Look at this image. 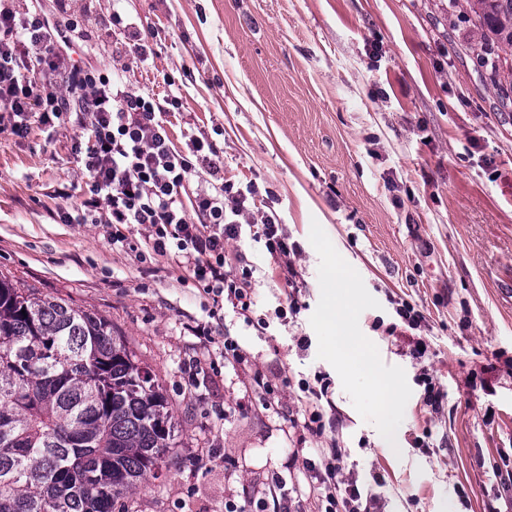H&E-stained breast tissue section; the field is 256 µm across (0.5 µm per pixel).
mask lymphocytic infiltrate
<instances>
[{"label": "lymphocytic infiltrate", "mask_w": 512, "mask_h": 512, "mask_svg": "<svg viewBox=\"0 0 512 512\" xmlns=\"http://www.w3.org/2000/svg\"><path fill=\"white\" fill-rule=\"evenodd\" d=\"M75 24L48 16L40 0H0V133L26 137L32 124L79 129L73 150L88 177L80 204L61 211L65 224H104L113 244L128 245V227L151 228L148 252L178 262L212 300L211 315L232 309L244 322L253 311V271L226 270L224 242L249 235L274 262L299 247L280 232L275 216L254 217L256 190L222 175L215 145L192 139L175 149L163 119L178 107V90L164 99L135 91L119 72L75 60ZM210 177L197 182L199 174ZM337 450L308 448L304 463L318 484L320 512H362L357 486L338 480Z\"/></svg>", "instance_id": "lymphocytic-infiltrate-1"}]
</instances>
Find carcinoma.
<instances>
[{"mask_svg": "<svg viewBox=\"0 0 512 512\" xmlns=\"http://www.w3.org/2000/svg\"><path fill=\"white\" fill-rule=\"evenodd\" d=\"M463 2L466 55L512 112V0ZM174 445L166 396L109 321L0 276V512H128Z\"/></svg>", "mask_w": 512, "mask_h": 512, "instance_id": "1", "label": "carcinoma"}]
</instances>
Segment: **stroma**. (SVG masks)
<instances>
[{
  "instance_id": "obj_1",
  "label": "stroma",
  "mask_w": 512,
  "mask_h": 512,
  "mask_svg": "<svg viewBox=\"0 0 512 512\" xmlns=\"http://www.w3.org/2000/svg\"><path fill=\"white\" fill-rule=\"evenodd\" d=\"M151 35L147 61L114 54L112 11ZM86 59L134 90L170 86L169 137H205L224 176L255 183L300 246L299 314L266 332L232 312L247 355L188 331L211 301L175 255L140 261L102 225L64 224L87 189L73 131L0 136V274L107 318L166 394L176 446L129 512H225L283 474L292 500L308 473L303 382L327 378L344 419L340 479L375 496L371 512H512V112L465 58L475 29L449 0H94ZM65 188L69 197L60 198ZM228 267L255 269V310L288 306L262 244L226 240ZM343 267L346 284L328 274ZM421 311L411 329L398 304ZM394 335H387V328ZM360 337L397 380L392 426L362 373L336 348ZM428 358H413L417 339ZM197 359L198 375L185 364ZM440 393L425 402L422 370ZM277 392L267 401L256 384Z\"/></svg>"
}]
</instances>
